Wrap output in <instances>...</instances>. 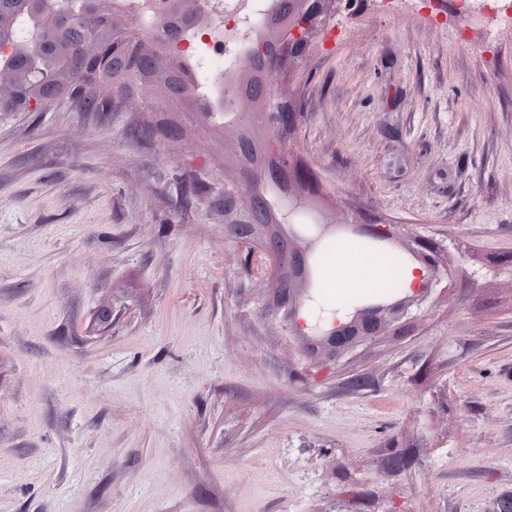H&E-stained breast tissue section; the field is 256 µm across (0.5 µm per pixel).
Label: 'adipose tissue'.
<instances>
[{"label":"adipose tissue","mask_w":512,"mask_h":512,"mask_svg":"<svg viewBox=\"0 0 512 512\" xmlns=\"http://www.w3.org/2000/svg\"><path fill=\"white\" fill-rule=\"evenodd\" d=\"M392 278L401 288L408 289L414 275L408 269L391 270L359 247L339 245L329 251L319 272L318 287L322 298L335 306L350 295L372 294Z\"/></svg>","instance_id":"ef3b65f1"}]
</instances>
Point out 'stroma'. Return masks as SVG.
I'll use <instances>...</instances> for the list:
<instances>
[{"instance_id":"obj_1","label":"stroma","mask_w":512,"mask_h":512,"mask_svg":"<svg viewBox=\"0 0 512 512\" xmlns=\"http://www.w3.org/2000/svg\"><path fill=\"white\" fill-rule=\"evenodd\" d=\"M292 158L339 222L431 242L412 319L311 358L217 201L235 137L153 89L0 115V512H502L512 504V22L329 14ZM207 195L182 204L185 182Z\"/></svg>"}]
</instances>
